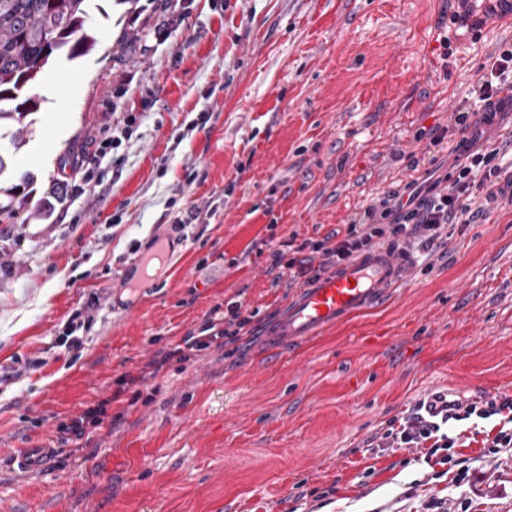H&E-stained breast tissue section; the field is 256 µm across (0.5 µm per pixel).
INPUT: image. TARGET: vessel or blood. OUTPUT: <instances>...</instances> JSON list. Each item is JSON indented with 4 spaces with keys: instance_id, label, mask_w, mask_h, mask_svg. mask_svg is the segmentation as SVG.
Wrapping results in <instances>:
<instances>
[{
    "instance_id": "vessel-or-blood-1",
    "label": "vessel or blood",
    "mask_w": 512,
    "mask_h": 512,
    "mask_svg": "<svg viewBox=\"0 0 512 512\" xmlns=\"http://www.w3.org/2000/svg\"><path fill=\"white\" fill-rule=\"evenodd\" d=\"M408 257L387 247L367 251L335 271L321 275L300 289L268 332L271 352L282 354L289 347L321 334L346 319L370 309L407 279ZM50 451L23 448L13 462L24 471L46 467Z\"/></svg>"
}]
</instances>
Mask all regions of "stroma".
<instances>
[{
  "label": "stroma",
  "instance_id": "stroma-1",
  "mask_svg": "<svg viewBox=\"0 0 512 512\" xmlns=\"http://www.w3.org/2000/svg\"><path fill=\"white\" fill-rule=\"evenodd\" d=\"M175 2L101 0L97 48L48 68L25 145L0 151V186L31 179L0 214V512H512V447L486 445L502 416L449 422L445 465L379 445L430 394L512 395V205L475 191V222L410 247L386 304L277 357L265 333L297 290L261 249L453 170L454 114L512 23L463 39L445 0H194L178 24ZM193 206L207 217L175 230ZM154 237L172 244L157 268ZM230 301L258 310L253 335L142 379ZM76 311L94 322L68 352ZM32 447L50 451L36 473L4 455ZM81 317L82 314L79 312L71 316L67 324L64 326L63 333L56 337L55 347L64 348V350L67 351L81 348L84 336H79L76 333L80 330H82V332L87 331L89 324L93 321V318L90 316L83 319ZM111 399L99 401L96 405L87 408L82 414L72 419L66 426L67 433L81 438L90 428L100 426L107 417L108 407L111 405Z\"/></svg>",
  "mask_w": 512,
  "mask_h": 512
}]
</instances>
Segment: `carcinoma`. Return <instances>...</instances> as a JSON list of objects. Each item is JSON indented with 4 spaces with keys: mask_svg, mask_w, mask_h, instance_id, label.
<instances>
[{
    "mask_svg": "<svg viewBox=\"0 0 512 512\" xmlns=\"http://www.w3.org/2000/svg\"><path fill=\"white\" fill-rule=\"evenodd\" d=\"M96 0H0V125L39 109L28 95L52 60L88 55Z\"/></svg>",
    "mask_w": 512,
    "mask_h": 512,
    "instance_id": "carcinoma-1",
    "label": "carcinoma"
}]
</instances>
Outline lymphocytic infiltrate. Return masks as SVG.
I'll return each instance as SVG.
<instances>
[{
  "mask_svg": "<svg viewBox=\"0 0 512 512\" xmlns=\"http://www.w3.org/2000/svg\"><path fill=\"white\" fill-rule=\"evenodd\" d=\"M512 93V50H506L493 58L477 82L474 112H456V126L467 130L468 135L459 144L466 157L458 165L455 178L425 171L419 181L406 183L403 188L388 192L374 200L365 210L362 222L348 225L344 236L337 241L331 238L306 239L295 247L286 243L267 241L270 264L267 272L273 283L282 278L290 282L303 279L313 281L321 273L339 266L360 254L379 246L401 252L417 239L426 245L440 240L449 224L472 223L475 214L470 207L471 194L477 181L500 178L503 168L498 164L499 149L479 147V131L473 130L471 114H478L484 125H493L497 114L504 110L506 93ZM482 168V176H475L474 168ZM255 311L241 302L228 303L222 320L206 319L196 333L186 336L181 346L175 347L154 361V370H161L171 360H189L191 352L202 351L214 345H224L251 334ZM512 412V397L491 399L485 408L470 405L459 412L446 416H425L415 410L400 428L391 431L393 444L400 448L428 447L430 454L448 450L454 440L443 433L449 421H461L473 416L487 419L504 411Z\"/></svg>",
  "mask_w": 512,
  "mask_h": 512,
  "instance_id": "lymphocytic-infiltrate-1",
  "label": "lymphocytic infiltrate"
}]
</instances>
